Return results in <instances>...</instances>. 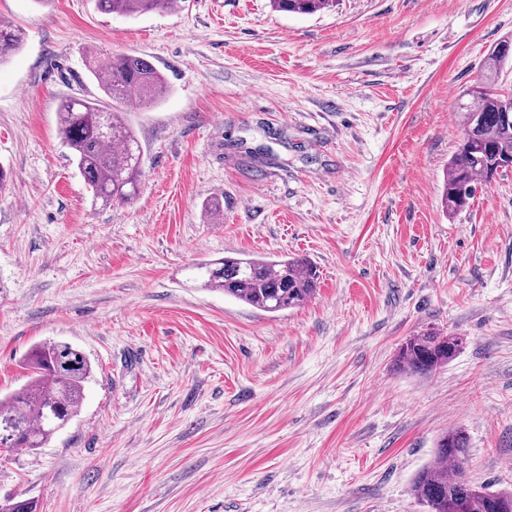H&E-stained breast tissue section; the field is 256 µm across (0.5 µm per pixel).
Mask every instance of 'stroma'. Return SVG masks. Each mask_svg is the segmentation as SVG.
I'll list each match as a JSON object with an SVG mask.
<instances>
[{
  "instance_id": "35a3bbf8",
  "label": "stroma",
  "mask_w": 512,
  "mask_h": 512,
  "mask_svg": "<svg viewBox=\"0 0 512 512\" xmlns=\"http://www.w3.org/2000/svg\"><path fill=\"white\" fill-rule=\"evenodd\" d=\"M0 396L29 352L91 362L46 447L0 455V497L39 512H427L439 435L466 476L512 489V172L456 215L441 194L457 102L512 39V0H183L132 17L95 0H0ZM132 53L169 93L126 119L130 202L93 204L57 111L101 91L90 52ZM219 203V216L208 204ZM304 257L314 296L271 314L201 287L195 263ZM466 342L397 370L426 329ZM272 6L277 11L300 15L315 14L333 7L335 0H272ZM23 42V36L20 29H17L13 24L0 20V59L1 62L5 59L6 55L18 49ZM465 337L425 330L409 336L398 349L397 366L405 372L424 378L448 365L459 353Z\"/></svg>"
}]
</instances>
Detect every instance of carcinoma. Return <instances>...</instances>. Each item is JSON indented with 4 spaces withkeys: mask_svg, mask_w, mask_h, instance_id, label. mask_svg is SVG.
I'll return each mask as SVG.
<instances>
[{
    "mask_svg": "<svg viewBox=\"0 0 512 512\" xmlns=\"http://www.w3.org/2000/svg\"><path fill=\"white\" fill-rule=\"evenodd\" d=\"M335 0H272L277 11L315 14L334 6ZM175 0H96L104 14L133 15L169 11ZM21 30L0 20V59L18 49ZM512 60V42L504 40L488 53L480 81L466 89L458 104L462 140L448 162L442 191L446 212L469 205L477 190L512 171V92L498 85L501 70ZM91 72L104 96L105 106L82 98L64 100L58 110V133L71 149L78 169L94 200L124 203L140 182L141 146L125 121L124 112L157 102L166 88L164 75L148 59L119 53L95 57ZM201 285L224 292L254 308L278 313L302 306L311 298L319 278L316 266L295 257L277 259L243 255L224 257L195 266ZM465 337L445 336L433 329L407 338L398 349L397 366L424 378L448 365L459 353ZM27 384L0 399V451L35 450L76 416L92 373L91 363L64 342L42 344L28 355ZM469 439L461 428L442 434L435 462L415 478L413 495L428 512H512V491H491L454 476L442 462L463 464ZM0 512H37L34 501L8 497Z\"/></svg>",
    "mask_w": 512,
    "mask_h": 512,
    "instance_id": "cac0c4a2",
    "label": "carcinoma"
}]
</instances>
